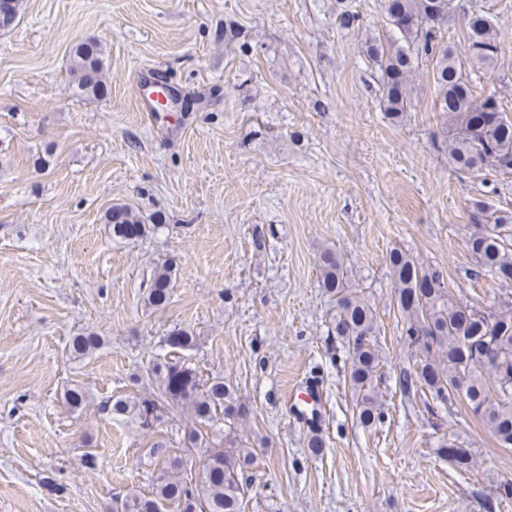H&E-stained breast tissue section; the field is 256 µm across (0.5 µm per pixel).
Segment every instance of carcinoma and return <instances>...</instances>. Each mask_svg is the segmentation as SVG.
<instances>
[{
    "label": "carcinoma",
    "instance_id": "carcinoma-1",
    "mask_svg": "<svg viewBox=\"0 0 512 512\" xmlns=\"http://www.w3.org/2000/svg\"><path fill=\"white\" fill-rule=\"evenodd\" d=\"M452 0H384L387 20L402 43L385 48L371 44L366 53L379 75L385 111L397 117L410 106V80L419 63L432 64L439 91L440 110L448 113L451 129L445 149L457 171L512 175V118L495 92L475 97L469 73L492 65L500 52L493 24L482 10L466 15L468 53L460 58L443 42ZM23 0H8L0 9V31L18 25ZM69 70L77 96L100 98L107 92L102 48L97 41L81 42L70 53ZM113 233L123 239L139 238L147 231L144 219L132 209L113 206L104 214ZM469 251L479 273L502 286L498 304L478 308L455 298L442 276L428 270L410 254L394 249L388 262L395 280V302L403 319L402 335L415 355V366L404 371L403 391L415 389L430 397L433 405L453 406L462 397L467 411L491 433L501 448H512V225L497 217L491 227L476 225ZM320 287L336 297L331 330L347 350L348 384L361 425L384 422L385 401L380 395L382 359L374 339L375 310L353 293L352 280L341 253L324 248L317 263ZM172 268L155 267L147 287V302L165 306L170 296ZM172 358L156 363L151 373L159 379V393L152 398L111 399L102 410L128 416L145 430L160 420V411L176 406L188 409L202 423L224 421L222 441L213 442L192 431L184 438L179 455H168L164 446L153 454L165 456V467L156 475L149 494L131 493L112 501L111 512H244L249 484L244 469L254 452L243 446L236 425L246 410L233 401V390L221 377H203L186 363L180 352L191 349L193 337L180 331L167 337ZM100 347L97 336H75L71 355L79 358ZM458 453L448 461L458 470L474 465L470 449L442 437L438 453L448 446ZM204 458L203 468L187 471L192 453Z\"/></svg>",
    "mask_w": 512,
    "mask_h": 512
}]
</instances>
